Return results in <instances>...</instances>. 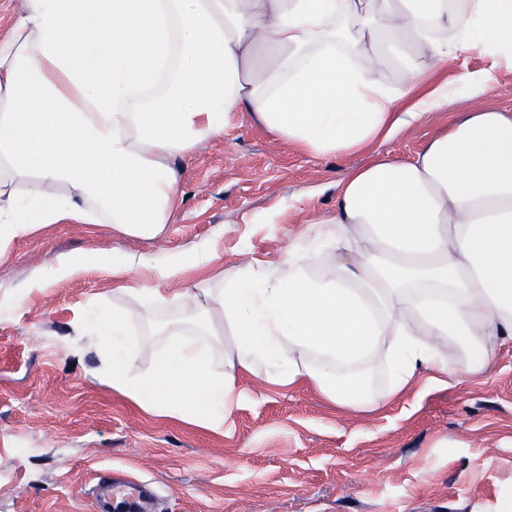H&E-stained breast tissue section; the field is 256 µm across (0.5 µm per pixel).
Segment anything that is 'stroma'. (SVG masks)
Here are the masks:
<instances>
[{
	"mask_svg": "<svg viewBox=\"0 0 512 512\" xmlns=\"http://www.w3.org/2000/svg\"><path fill=\"white\" fill-rule=\"evenodd\" d=\"M477 103L512 113V68L498 69ZM477 103L450 98L382 149L412 157ZM371 157L313 160L247 125L197 148L156 237L42 224L14 239L0 254V512H94L90 489L109 468L153 482L166 512H512V347L481 376L369 411L245 376L214 432L112 390L100 340L77 320L111 307L109 273L90 264L49 276L66 255L116 254L139 268L214 239L224 270L258 260L282 273L291 243L332 211L345 172ZM279 205V222L261 223Z\"/></svg>",
	"mask_w": 512,
	"mask_h": 512,
	"instance_id": "obj_1",
	"label": "stroma"
}]
</instances>
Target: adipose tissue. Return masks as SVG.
<instances>
[{"mask_svg":"<svg viewBox=\"0 0 512 512\" xmlns=\"http://www.w3.org/2000/svg\"><path fill=\"white\" fill-rule=\"evenodd\" d=\"M474 49L490 68L434 82ZM503 66L512 0H22L0 33V252L37 224L158 235L196 148L247 123L315 159L370 148L289 248L285 276L255 262L162 290L213 266L215 240L146 274L97 258L118 294L176 312L135 377L146 343L129 311L87 320L110 384L156 416L220 431L246 375L364 411L425 371L479 376L512 346V113H466L407 160L381 146L457 88L480 98Z\"/></svg>","mask_w":512,"mask_h":512,"instance_id":"1","label":"adipose tissue"}]
</instances>
